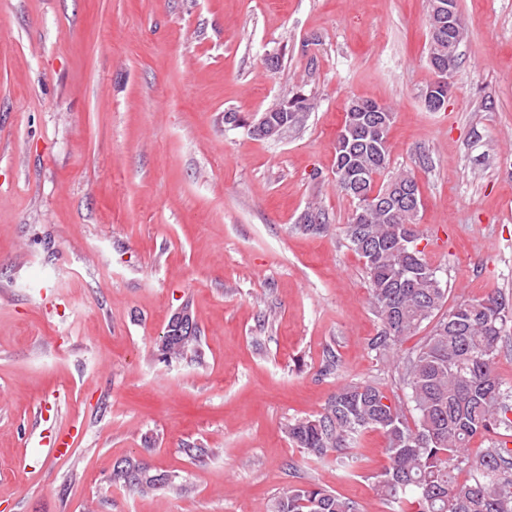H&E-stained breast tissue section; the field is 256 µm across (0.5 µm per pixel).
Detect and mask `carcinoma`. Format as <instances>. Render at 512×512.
<instances>
[{
    "label": "carcinoma",
    "mask_w": 512,
    "mask_h": 512,
    "mask_svg": "<svg viewBox=\"0 0 512 512\" xmlns=\"http://www.w3.org/2000/svg\"><path fill=\"white\" fill-rule=\"evenodd\" d=\"M429 56L448 58V48L465 36V27L436 34L438 19L429 13ZM341 131L351 147L336 151V185L362 175V198L345 225L350 247L364 261L370 288V306L382 324L370 349L390 359L401 340L414 335L423 324L432 325L428 336L403 362L407 405L392 402L378 387L357 383L342 387L322 413L289 427V436L310 456L322 459L340 452L365 429H377L387 439L388 466L375 476L385 499L399 504L400 512H512V448L499 429L512 430V387L494 374L493 364L503 326L512 322V303L501 293L448 304V288L416 249L417 215L376 207L393 197L397 187L415 183L408 173L387 175L390 150L387 142L393 119L377 125L369 100L352 101ZM269 130H249L255 137L271 138L270 128L296 126L300 117L272 107L266 112ZM302 227L319 232L327 228L321 210L304 213ZM187 311L173 315L161 336L162 350L181 354L198 336H186L181 322ZM413 418L414 425L408 424ZM490 445L476 462L469 445L478 437ZM467 467L463 483L455 471ZM112 482L134 492L158 490L168 484L142 459L126 457L116 462ZM270 512H358L357 504L324 488L307 485L275 499Z\"/></svg>",
    "instance_id": "1"
}]
</instances>
